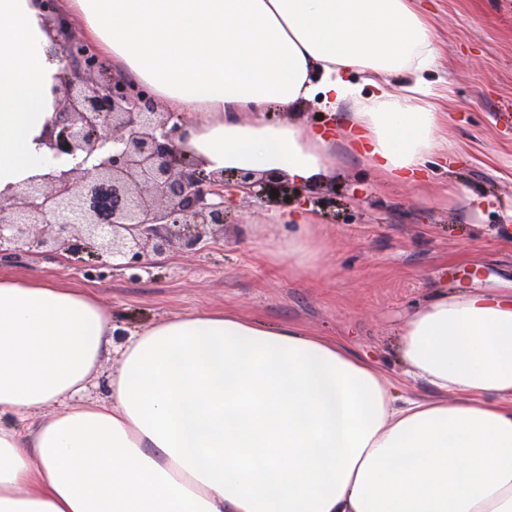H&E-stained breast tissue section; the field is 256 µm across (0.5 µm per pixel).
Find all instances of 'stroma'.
<instances>
[{
  "label": "stroma",
  "instance_id": "obj_1",
  "mask_svg": "<svg viewBox=\"0 0 512 512\" xmlns=\"http://www.w3.org/2000/svg\"><path fill=\"white\" fill-rule=\"evenodd\" d=\"M417 3L440 47L422 78L448 115L450 150L429 158L426 183L386 184L337 146L336 175L314 192L335 201L338 219L315 217L323 248L311 268L273 254L289 227L251 199L202 254L171 251L135 278L109 268L90 275L76 259L41 253L0 263V276L87 290L130 335L215 309L299 326L401 378L398 334L418 306L512 283V0Z\"/></svg>",
  "mask_w": 512,
  "mask_h": 512
}]
</instances>
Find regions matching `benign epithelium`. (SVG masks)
<instances>
[{
  "instance_id": "benign-epithelium-1",
  "label": "benign epithelium",
  "mask_w": 512,
  "mask_h": 512,
  "mask_svg": "<svg viewBox=\"0 0 512 512\" xmlns=\"http://www.w3.org/2000/svg\"><path fill=\"white\" fill-rule=\"evenodd\" d=\"M40 5L63 64L47 144L73 165L0 193V259L28 248L142 269L174 247L190 256L204 251L210 237L234 222L238 196L284 207L321 204L284 173H205L183 147L187 118L158 111L145 87L111 77L57 0Z\"/></svg>"
}]
</instances>
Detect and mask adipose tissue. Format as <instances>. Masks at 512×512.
Wrapping results in <instances>:
<instances>
[{"mask_svg": "<svg viewBox=\"0 0 512 512\" xmlns=\"http://www.w3.org/2000/svg\"><path fill=\"white\" fill-rule=\"evenodd\" d=\"M115 76L186 114L208 172L319 185L336 147L296 118L351 102L367 165L402 182L446 141L420 100L440 53L414 0H61ZM39 0H0V192L65 167L45 143L61 65ZM361 74L354 83L350 74ZM279 119L270 120L269 111ZM401 385L336 340L226 311L112 344L91 294L0 278V512H512V292L420 306ZM119 355L112 350L104 356L103 369L100 372V377L94 379L89 385L86 394L87 396L95 399H104L107 396V375L110 369L117 364Z\"/></svg>", "mask_w": 512, "mask_h": 512, "instance_id": "obj_1", "label": "adipose tissue"}]
</instances>
